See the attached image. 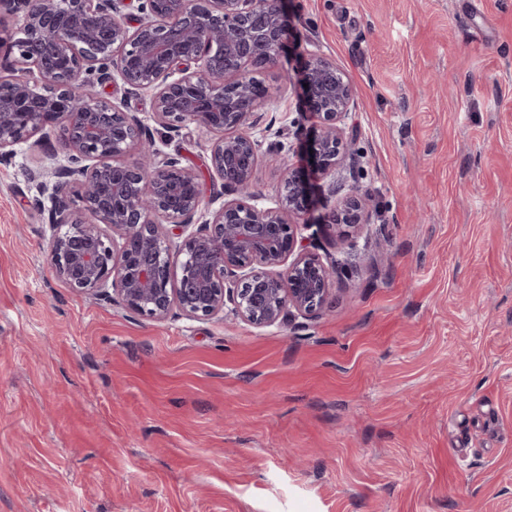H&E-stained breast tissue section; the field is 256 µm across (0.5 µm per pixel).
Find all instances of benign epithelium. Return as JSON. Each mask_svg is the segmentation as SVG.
Instances as JSON below:
<instances>
[{
    "label": "benign epithelium",
    "mask_w": 512,
    "mask_h": 512,
    "mask_svg": "<svg viewBox=\"0 0 512 512\" xmlns=\"http://www.w3.org/2000/svg\"><path fill=\"white\" fill-rule=\"evenodd\" d=\"M134 1L133 26L124 10ZM3 8L24 12V26L0 73V161L61 125L64 162L30 175L37 201L50 203L47 261L59 280L156 321L228 308L270 327L324 311L336 262L311 252L290 222L313 207L311 174L285 165L278 205H256L261 144L243 131L264 99L250 71L273 63L289 38L284 0H0ZM116 76L130 93L153 92L163 128L214 135L210 168L233 199L209 211L196 171L160 156L136 116L100 100L97 88ZM300 84L319 121L312 174L326 175L344 156L352 89L321 56L306 60ZM136 144L145 165L116 161ZM365 211L350 196L324 223L349 238Z\"/></svg>",
    "instance_id": "benign-epithelium-1"
}]
</instances>
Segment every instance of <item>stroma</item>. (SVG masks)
Masks as SVG:
<instances>
[{
	"label": "stroma",
	"mask_w": 512,
	"mask_h": 512,
	"mask_svg": "<svg viewBox=\"0 0 512 512\" xmlns=\"http://www.w3.org/2000/svg\"><path fill=\"white\" fill-rule=\"evenodd\" d=\"M290 38L258 70L253 191L308 167L305 59L353 90L344 164L318 214L369 196L327 309L258 328L231 312L162 322L76 296L47 262L29 173L59 135L0 163V512H512V0H286ZM224 201L196 125L152 92L100 90Z\"/></svg>",
	"instance_id": "obj_1"
}]
</instances>
